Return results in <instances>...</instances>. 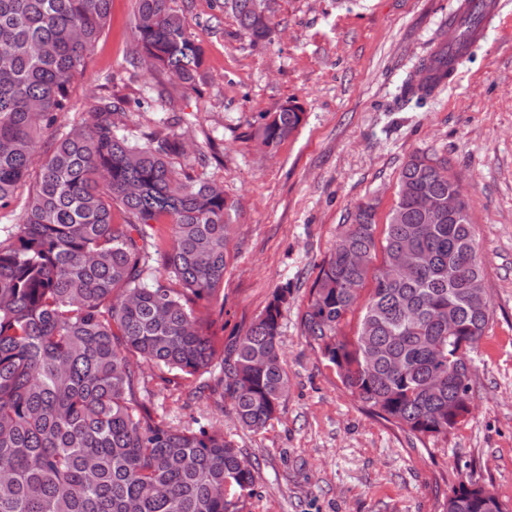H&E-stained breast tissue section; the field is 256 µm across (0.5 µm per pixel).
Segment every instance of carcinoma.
Returning <instances> with one entry per match:
<instances>
[{
    "instance_id": "carcinoma-1",
    "label": "carcinoma",
    "mask_w": 512,
    "mask_h": 512,
    "mask_svg": "<svg viewBox=\"0 0 512 512\" xmlns=\"http://www.w3.org/2000/svg\"><path fill=\"white\" fill-rule=\"evenodd\" d=\"M111 0H0V209L37 171L21 223L0 238V512H229L256 471L214 424L177 428L138 400L141 365L195 393L230 400L238 422L260 431L288 391L281 355L287 283L227 345L200 311H224V275L236 201L217 182L178 173L187 152L171 115L139 144L124 133L127 102L99 97L88 122L39 150L41 132L70 106L84 60L104 32ZM170 0H137L130 60L189 90L203 52ZM251 43L271 42L251 0H224ZM407 79L417 104L448 82L440 50ZM290 104L253 131L275 151L302 125ZM459 190L448 161L417 151L404 163L378 237L376 204L357 205L324 258L302 316L303 333L364 407L415 439L448 434V405L472 398V357L455 335L478 341L491 319L474 225L433 204ZM122 221H115V215ZM169 225L164 241L155 225ZM407 273L388 278L396 251ZM366 258L353 266L343 252ZM380 266H374L377 256ZM373 287L366 288L367 282ZM361 309L357 331L344 334ZM220 367L211 385L201 380ZM452 488L441 512H512L493 493Z\"/></svg>"
}]
</instances>
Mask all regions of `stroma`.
<instances>
[{
  "label": "stroma",
  "mask_w": 512,
  "mask_h": 512,
  "mask_svg": "<svg viewBox=\"0 0 512 512\" xmlns=\"http://www.w3.org/2000/svg\"><path fill=\"white\" fill-rule=\"evenodd\" d=\"M424 103L403 101L457 0H273L271 43L252 44L220 0H171L204 51L205 78L178 98L193 150L176 168L217 181L237 201L224 275V312L211 331L228 342L290 284L281 348L289 387L278 421L254 433L230 403L196 398L147 369L143 396L176 426L223 428L258 470L240 512H441L471 481L512 505V0ZM136 0H112L105 31L74 83L59 125L88 120L103 93L124 98L126 128L155 129L166 112L134 68ZM293 103L305 120L276 153L251 139L260 114ZM216 146L220 162L198 166ZM447 159L474 217L492 319L472 357V413L447 436L412 445L369 414L302 332L309 290L356 206L393 207L410 154Z\"/></svg>",
  "instance_id": "1"
}]
</instances>
